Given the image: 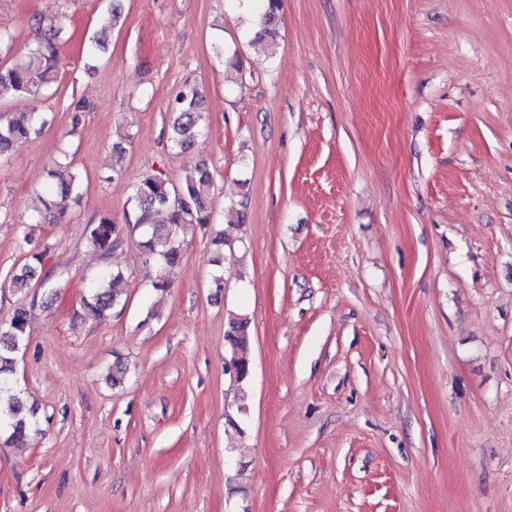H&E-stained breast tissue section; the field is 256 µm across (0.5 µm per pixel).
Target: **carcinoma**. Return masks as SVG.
<instances>
[{
	"label": "carcinoma",
	"instance_id": "cac0c4a2",
	"mask_svg": "<svg viewBox=\"0 0 512 512\" xmlns=\"http://www.w3.org/2000/svg\"><path fill=\"white\" fill-rule=\"evenodd\" d=\"M282 9V0H265L263 28L257 39L274 48L278 36L275 20ZM36 31L34 42L26 47L22 60L13 65L0 63V93L11 91L18 97L38 96L49 90L57 81L60 70L59 41L63 32V16L59 13H36L31 19ZM107 48V30L90 40L86 58L94 61ZM90 105L83 99L70 104L72 130L80 126ZM170 142L182 151L188 150L202 133L206 121L202 97L194 87H184L171 98ZM45 118L34 112H16L5 123H0V161H6L20 143L36 135L45 126ZM46 197L40 199L34 223L59 224L73 202L81 198V182L73 173V163L63 153L53 159L46 169ZM214 190V175L204 162H197L185 170L177 186H170L160 177L146 173L132 188L134 224L142 228L140 247L146 263L153 269L152 287L158 292L168 288L164 271L183 258L182 244L178 237L181 227L207 224L210 221L207 204ZM121 229L112 214L103 213L89 225L88 244L107 256L121 242ZM41 257L33 253L13 274V288L23 291L41 276ZM126 284L120 270L105 269L91 283L83 304L88 314L95 318L107 316L112 307L121 301V288ZM249 321L242 315L230 318L225 341L228 345L233 373L230 378L237 383L246 381L251 373L248 356ZM29 335L28 310L19 307L11 319L0 323V435L6 436L4 445H20L35 423V412L28 409L21 391L11 379L14 356Z\"/></svg>",
	"mask_w": 512,
	"mask_h": 512
}]
</instances>
